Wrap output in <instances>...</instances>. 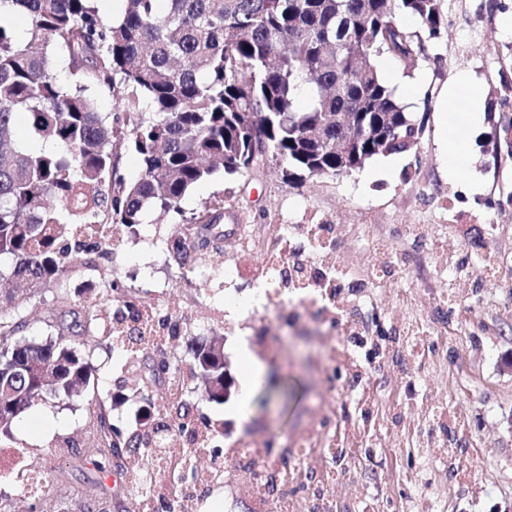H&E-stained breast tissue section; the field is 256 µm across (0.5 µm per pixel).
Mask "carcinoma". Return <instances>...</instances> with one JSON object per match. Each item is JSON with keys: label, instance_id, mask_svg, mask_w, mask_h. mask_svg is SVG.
I'll return each instance as SVG.
<instances>
[{"label": "carcinoma", "instance_id": "carcinoma-1", "mask_svg": "<svg viewBox=\"0 0 512 512\" xmlns=\"http://www.w3.org/2000/svg\"><path fill=\"white\" fill-rule=\"evenodd\" d=\"M24 17L28 37L0 20V301L22 284L29 295L58 285L101 243L83 230L108 215L134 236L150 211L178 212L185 194L222 171L258 176L271 163L307 174L363 168L405 151L419 132L381 76L386 58L408 69L440 38L438 0H123L112 21L96 0H0ZM419 24L411 31L402 18ZM64 69L66 80L57 72ZM106 91L112 119L90 90ZM152 117L140 115V102ZM27 126L36 149L18 137ZM127 141L139 175L127 180L114 143ZM112 306L87 289L83 320L93 332ZM147 303L115 307L106 336L135 370L146 357L137 323ZM27 321L0 316V438L45 398H69L90 382L74 339L23 335ZM224 340L194 349L188 378L208 401L224 403ZM91 463L107 473L113 457L152 458L163 437L194 424L187 401L173 422L113 441L103 402L93 405Z\"/></svg>", "mask_w": 512, "mask_h": 512}]
</instances>
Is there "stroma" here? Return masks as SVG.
Returning <instances> with one entry per match:
<instances>
[{"mask_svg": "<svg viewBox=\"0 0 512 512\" xmlns=\"http://www.w3.org/2000/svg\"><path fill=\"white\" fill-rule=\"evenodd\" d=\"M440 0V39L427 44L406 78L423 79L413 111L425 120L419 145L402 154L391 169L369 160L347 176L287 178L278 167L257 177L216 174L193 187L180 210L151 215L137 236L113 246L110 256H93L91 265L70 273L67 307L55 308L56 288H48L20 306L19 316L35 338L56 335L70 325L83 305V290L121 282L145 302L162 299L166 308L191 315L189 335L199 345L211 337L224 339L232 376H239L237 356L248 348L260 362L288 380L300 381L305 397L282 409L253 408L249 419L237 412V397L224 404L208 402L200 390L184 395L194 416L218 425L225 440L249 435L265 441L267 455L290 467L310 469L298 461L293 445L314 427L326 435L358 430V457L331 462L334 472L324 491L331 512H512V160L495 152L502 115L499 89L512 85V34L500 27L512 16V0ZM462 74L480 82L481 124L471 146L479 189L448 178L439 150L437 112L443 89ZM208 214L222 237L216 249L202 254L194 248L175 252L172 244L185 219ZM274 224H331L336 252L348 272L338 298L349 304L348 317L331 318L303 309L273 308L265 320L243 312L217 313L225 294L246 301L257 291L256 275L265 260L262 251L247 250L261 242ZM432 225L434 234L459 251L469 275L450 287L443 262L426 243L408 238L407 225ZM393 242L403 258L399 268L376 283L362 277L371 261L368 235ZM494 248L504 262L495 279H485L477 256ZM239 263L240 274L220 284L195 274L201 262ZM413 324L428 338L419 358L399 354L368 363L366 352L352 353L364 376L349 384L347 370L333 371L328 360L332 344L350 341L349 328L372 338L398 335ZM457 333L458 342L439 351L443 334ZM80 350L94 373L79 396L40 403L20 418L28 435L0 442L25 446L43 467L59 498L83 512H135L118 472L101 476L85 461L93 437L89 421L92 402L118 397L110 414L124 433L135 431V401L126 397L129 374L123 359L102 339L81 340ZM418 383L412 396L403 388L410 377ZM375 404L365 409L363 393ZM463 415L467 424L446 434L439 411ZM335 423L322 425L326 412ZM444 441L443 451L426 445Z\"/></svg>", "mask_w": 512, "mask_h": 512, "instance_id": "35a3bbf8", "label": "stroma"}]
</instances>
